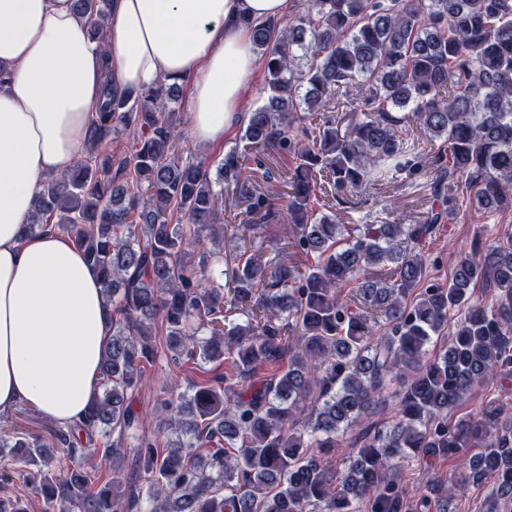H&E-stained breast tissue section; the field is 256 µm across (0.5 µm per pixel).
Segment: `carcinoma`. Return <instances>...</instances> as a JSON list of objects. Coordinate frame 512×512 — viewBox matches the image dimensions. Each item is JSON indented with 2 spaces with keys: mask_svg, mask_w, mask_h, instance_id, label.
<instances>
[{
  "mask_svg": "<svg viewBox=\"0 0 512 512\" xmlns=\"http://www.w3.org/2000/svg\"><path fill=\"white\" fill-rule=\"evenodd\" d=\"M100 41L111 0H74ZM265 64L264 102L240 127L243 146L215 162L178 148L182 86L106 93L85 153L37 195L28 229L67 235L112 304L101 387L83 423L45 439L0 432V466L23 477L52 512H448L470 483L512 496V409L490 400L457 415L494 378H512V237L460 253L448 284H425L420 242L460 213L512 206V0H301L288 20L248 23ZM363 96L368 109L353 97ZM412 122L440 144L431 186L439 209L419 224L350 228L315 208V176L358 190L377 167L394 180L415 169ZM134 130L119 162L105 141ZM289 159L286 204L240 176L256 153ZM246 203L231 254L224 183ZM276 217L284 249L314 262L281 264L253 252ZM483 283L491 302L474 299ZM448 345L435 344L449 323ZM229 362L224 375L164 401L163 449L140 442L142 501L121 477L98 486L91 461L121 454L134 428L144 368ZM402 381L396 415L362 414ZM351 439H346V436ZM428 456L455 463L409 504L403 473ZM0 512H28L0 495Z\"/></svg>",
  "mask_w": 512,
  "mask_h": 512,
  "instance_id": "cac0c4a2",
  "label": "carcinoma"
}]
</instances>
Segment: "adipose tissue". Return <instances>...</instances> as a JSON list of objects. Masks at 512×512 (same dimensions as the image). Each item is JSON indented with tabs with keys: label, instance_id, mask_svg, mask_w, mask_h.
Returning a JSON list of instances; mask_svg holds the SVG:
<instances>
[{
	"label": "adipose tissue",
	"instance_id": "obj_1",
	"mask_svg": "<svg viewBox=\"0 0 512 512\" xmlns=\"http://www.w3.org/2000/svg\"><path fill=\"white\" fill-rule=\"evenodd\" d=\"M289 0H113L102 40L72 0H0V413L80 424L98 391L110 308L65 235L28 233L48 176L83 154L105 86L189 84L190 137L222 144L261 65L247 24Z\"/></svg>",
	"mask_w": 512,
	"mask_h": 512
}]
</instances>
